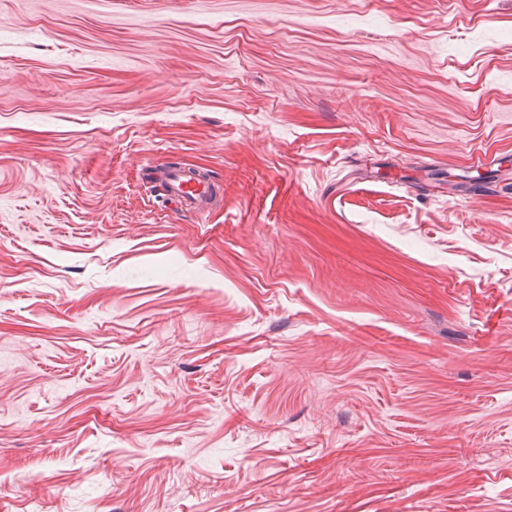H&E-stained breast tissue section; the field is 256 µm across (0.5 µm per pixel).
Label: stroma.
Here are the masks:
<instances>
[{
  "label": "stroma",
  "instance_id": "obj_1",
  "mask_svg": "<svg viewBox=\"0 0 512 512\" xmlns=\"http://www.w3.org/2000/svg\"><path fill=\"white\" fill-rule=\"evenodd\" d=\"M0 512H512V0H0ZM162 179V190L164 201H168L180 211H195L202 209L204 201L213 191V182L210 178L188 177L179 169H170L165 174L160 173L156 180Z\"/></svg>",
  "mask_w": 512,
  "mask_h": 512
}]
</instances>
